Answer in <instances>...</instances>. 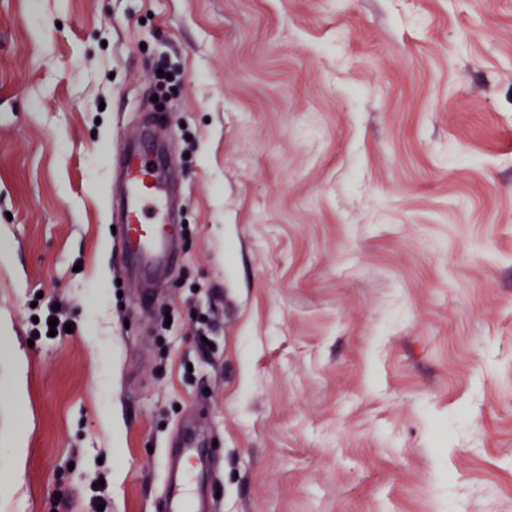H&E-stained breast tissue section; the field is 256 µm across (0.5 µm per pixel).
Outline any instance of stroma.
Wrapping results in <instances>:
<instances>
[{
    "instance_id": "35a3bbf8",
    "label": "stroma",
    "mask_w": 512,
    "mask_h": 512,
    "mask_svg": "<svg viewBox=\"0 0 512 512\" xmlns=\"http://www.w3.org/2000/svg\"><path fill=\"white\" fill-rule=\"evenodd\" d=\"M0 248V512H512V0H0ZM121 175L126 205L124 235L127 232L141 258L155 266L170 263L173 255L162 240L176 236L179 224L146 222L148 214L163 216L168 207L157 168L149 157L130 150L124 157ZM197 499L183 478L171 483L165 492L163 512H198Z\"/></svg>"
}]
</instances>
